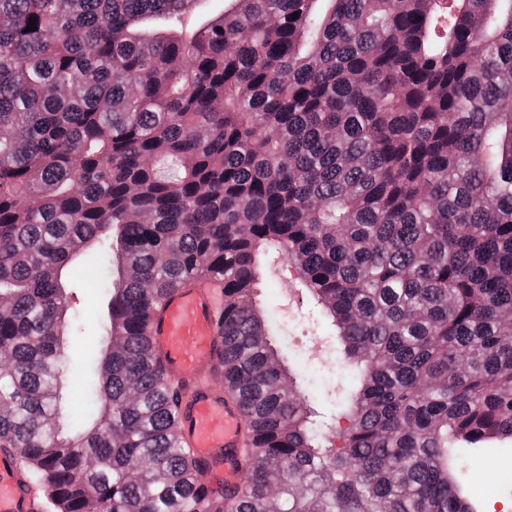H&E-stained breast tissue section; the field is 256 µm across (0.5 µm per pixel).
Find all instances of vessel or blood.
<instances>
[{"instance_id": "b4317fda", "label": "vessel or blood", "mask_w": 512, "mask_h": 512, "mask_svg": "<svg viewBox=\"0 0 512 512\" xmlns=\"http://www.w3.org/2000/svg\"><path fill=\"white\" fill-rule=\"evenodd\" d=\"M224 281L203 276L172 290L151 313L146 334L167 378L183 388L180 439L203 467L202 485L214 491L242 486L246 476V417L216 386L221 373ZM17 455L0 451V512H43Z\"/></svg>"}]
</instances>
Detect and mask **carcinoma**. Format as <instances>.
I'll return each instance as SVG.
<instances>
[{
    "instance_id": "cac0c4a2",
    "label": "carcinoma",
    "mask_w": 512,
    "mask_h": 512,
    "mask_svg": "<svg viewBox=\"0 0 512 512\" xmlns=\"http://www.w3.org/2000/svg\"><path fill=\"white\" fill-rule=\"evenodd\" d=\"M86 251L107 315L67 432ZM274 254L336 327L343 428L253 300ZM205 274L248 419L212 499L143 334ZM1 298L0 448L57 512H475L468 451L512 440V0H0Z\"/></svg>"
}]
</instances>
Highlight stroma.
<instances>
[{"instance_id":"obj_1","label":"stroma","mask_w":512,"mask_h":512,"mask_svg":"<svg viewBox=\"0 0 512 512\" xmlns=\"http://www.w3.org/2000/svg\"><path fill=\"white\" fill-rule=\"evenodd\" d=\"M95 255L86 253L74 262L67 279L69 302L82 321L80 333L73 342L71 372L64 407L77 411L87 383L80 368L84 359L95 357L100 345L99 323L106 313L107 301L98 285L84 283L78 271L97 267ZM275 278L263 281L256 290L258 302L277 322L278 330L271 343L288 355L297 377L298 387L311 393V406L322 421L331 426H345V419L336 410V391L339 383L336 365L324 361L320 351L334 347L336 330L322 317L319 307L301 287L294 268L279 261ZM468 495L480 506V512H499L504 501L496 492L503 474H512V441L492 452L474 451L466 464Z\"/></svg>"}]
</instances>
